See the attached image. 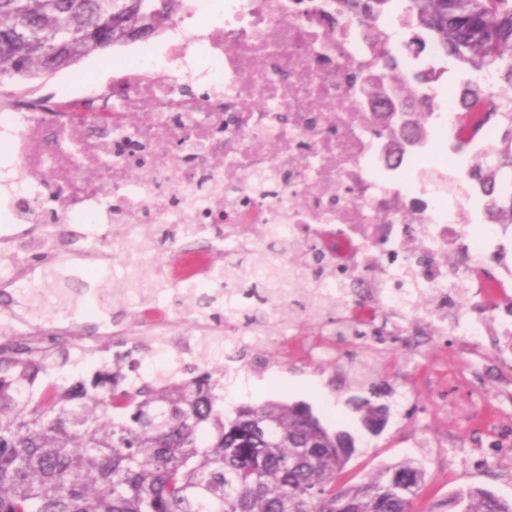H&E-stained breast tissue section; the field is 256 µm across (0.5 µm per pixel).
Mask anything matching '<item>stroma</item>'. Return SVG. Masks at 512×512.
Returning <instances> with one entry per match:
<instances>
[{"label":"stroma","mask_w":512,"mask_h":512,"mask_svg":"<svg viewBox=\"0 0 512 512\" xmlns=\"http://www.w3.org/2000/svg\"><path fill=\"white\" fill-rule=\"evenodd\" d=\"M165 34L128 42L84 57L51 77L21 84L24 92L45 94L59 89L73 76L95 72L99 79L111 73L116 56L140 48L161 47ZM53 248L62 253V280L51 288L66 296L73 307L82 348L88 349L79 370L91 375L111 361L117 350H127L150 338L139 324L135 309L117 304L103 313L122 324L120 336L95 334L92 323L100 314L94 298L97 281L81 269L78 254L61 239ZM420 343L409 337H385L372 348L336 341L334 359L318 363L311 356V337H301L289 352L276 342L246 348L244 361L231 364L223 379L224 409L267 402L310 404L333 428L350 431L358 451L346 476L360 480L368 473L404 459L419 461L427 474L415 512H440L439 503L463 487H482L512 499V345L506 337L491 336L480 345L443 335L434 322L423 325ZM368 371L363 386L353 383L358 368ZM377 393L389 409L380 435L367 433L353 401Z\"/></svg>","instance_id":"obj_1"}]
</instances>
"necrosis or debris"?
<instances>
[{
  "label": "necrosis or debris",
  "mask_w": 512,
  "mask_h": 512,
  "mask_svg": "<svg viewBox=\"0 0 512 512\" xmlns=\"http://www.w3.org/2000/svg\"><path fill=\"white\" fill-rule=\"evenodd\" d=\"M339 11L338 0H224L221 27L172 28L162 61L117 62L106 86L64 87L1 109L11 152L0 169L15 177L0 290L58 309L28 262L56 261L43 225L77 244L89 274L112 257L109 226L153 224L165 243L140 246L122 279L158 257L165 278L202 290L218 257L288 241L322 262L317 287L336 316L331 335L414 336L425 316L471 342L512 335V321L498 316L512 271L489 263L500 225L472 215L466 182L428 143L387 156L386 138L374 134L384 119L360 84L380 69ZM198 65L211 80L195 95L186 88ZM447 253L455 263L442 262ZM425 290L440 304L424 316ZM126 301L165 340L152 358L196 355L198 337L170 331L171 304L143 305L132 293Z\"/></svg>",
  "instance_id": "necrosis-or-debris-1"
}]
</instances>
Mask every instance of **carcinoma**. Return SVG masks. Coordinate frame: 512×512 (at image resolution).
Wrapping results in <instances>:
<instances>
[{
  "instance_id": "obj_1",
  "label": "carcinoma",
  "mask_w": 512,
  "mask_h": 512,
  "mask_svg": "<svg viewBox=\"0 0 512 512\" xmlns=\"http://www.w3.org/2000/svg\"><path fill=\"white\" fill-rule=\"evenodd\" d=\"M183 0H0V99L5 89L49 77L85 56L131 41L129 32L160 33ZM391 0H342L360 25L379 18ZM420 55L426 44L470 75L495 79L484 88L459 83L464 121L489 117L501 135L489 164L469 169L493 224H512V0H403ZM68 38L60 40L61 30ZM371 44L389 81L400 67L388 36ZM443 70L400 75L408 88L439 80ZM264 265L266 282H253ZM278 279L267 253L223 272L206 300L234 296L258 305L265 283ZM89 354L37 351L25 338L0 346V512H412L426 473L406 460L353 484L339 483L356 453L355 438L333 430L305 403L239 406L224 415L216 375L224 359L201 358L189 380L171 376L131 389L117 363L65 386L39 382L56 367H76ZM448 512H512V501L471 487L454 492Z\"/></svg>"
}]
</instances>
